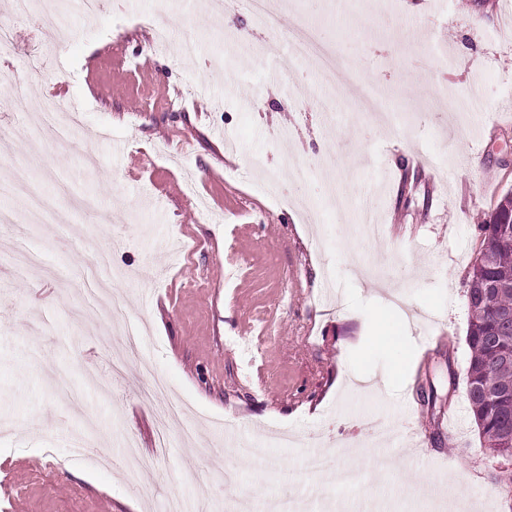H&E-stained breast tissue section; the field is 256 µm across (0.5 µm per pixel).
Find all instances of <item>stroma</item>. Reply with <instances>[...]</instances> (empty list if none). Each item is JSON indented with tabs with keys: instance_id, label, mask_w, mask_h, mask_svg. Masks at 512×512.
Segmentation results:
<instances>
[{
	"instance_id": "stroma-1",
	"label": "stroma",
	"mask_w": 512,
	"mask_h": 512,
	"mask_svg": "<svg viewBox=\"0 0 512 512\" xmlns=\"http://www.w3.org/2000/svg\"><path fill=\"white\" fill-rule=\"evenodd\" d=\"M286 2L272 37L204 0H102L91 18L66 0L68 34L50 64L16 80L21 58L0 51V117L35 98L81 105L72 145L16 136L0 156L47 190L66 180L59 206L73 193L103 208L73 213L68 233L0 225V512H163L176 495L211 512L241 499L267 512L288 497L307 512H470L480 500L504 512L512 471L485 448L466 400L465 279L480 215L512 190V5ZM145 12L170 28L166 50H151ZM300 22L330 43L348 82L331 90L288 66ZM371 85L386 92L391 131L359 104ZM258 156L268 172L252 166ZM296 164L308 171L289 179ZM408 171L418 180L403 205ZM368 205L381 239L360 235ZM18 237L56 279L14 278ZM85 237L125 273L99 278L129 313L135 352L111 325L75 317L93 262ZM249 340L259 353L239 351ZM156 375L185 406L163 455ZM371 414L391 430L394 466L380 481L369 476ZM79 437L109 464L70 459ZM129 441L142 459L134 475L115 463ZM315 451L352 463L360 492L306 473Z\"/></svg>"
}]
</instances>
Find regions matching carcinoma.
<instances>
[{"instance_id":"1","label":"carcinoma","mask_w":512,"mask_h":512,"mask_svg":"<svg viewBox=\"0 0 512 512\" xmlns=\"http://www.w3.org/2000/svg\"><path fill=\"white\" fill-rule=\"evenodd\" d=\"M481 241L465 282L469 413L487 447L512 461V191L478 224Z\"/></svg>"}]
</instances>
